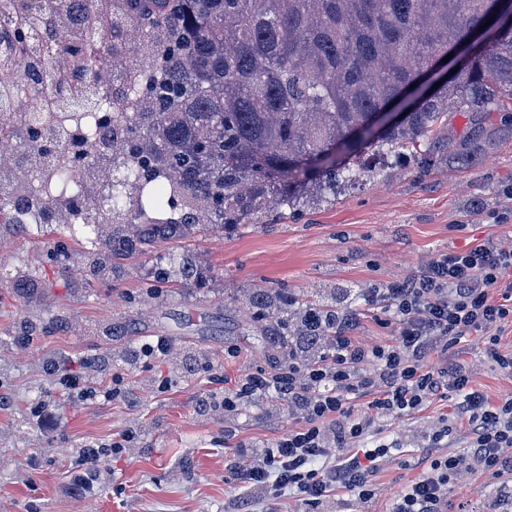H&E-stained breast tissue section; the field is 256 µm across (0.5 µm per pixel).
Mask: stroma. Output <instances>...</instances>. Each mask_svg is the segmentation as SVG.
Instances as JSON below:
<instances>
[{"mask_svg": "<svg viewBox=\"0 0 512 512\" xmlns=\"http://www.w3.org/2000/svg\"><path fill=\"white\" fill-rule=\"evenodd\" d=\"M512 248V137L485 145L467 168L436 157L420 172L406 156L389 157L374 178L346 184L314 208L266 214L260 223L207 227L173 238L149 254L130 253L111 272L93 266L108 239L87 241L74 227L48 225L0 236V512H304L294 490L279 497L249 491L226 473L252 463L300 421L273 395L242 401L237 410H201L215 391L234 392L242 375L277 371L273 352L256 340L254 294L282 288L307 294L327 310L358 316L356 341L389 345L390 314L366 306L361 289L408 278L430 259L485 241ZM192 261L203 277L181 287L178 269ZM24 320L39 324L33 343L13 340ZM134 321L130 343L103 333ZM166 337L161 357L132 359L128 346ZM108 359L100 385L120 376L126 396L79 404L44 372L47 357ZM454 357L472 386L491 401L512 395V373L500 370L477 338L424 362L440 368ZM172 380L163 388V380ZM55 401L56 425L37 424L33 409ZM456 395L385 420L365 446L387 444L362 500L345 491L326 496L319 512H390L398 491L421 478L428 438L444 420L453 433L443 453L466 451L470 427L455 418ZM131 435L107 461L104 487L76 493L69 474L81 443ZM502 479L476 470L451 487L448 512H497Z\"/></svg>", "mask_w": 512, "mask_h": 512, "instance_id": "1", "label": "stroma"}]
</instances>
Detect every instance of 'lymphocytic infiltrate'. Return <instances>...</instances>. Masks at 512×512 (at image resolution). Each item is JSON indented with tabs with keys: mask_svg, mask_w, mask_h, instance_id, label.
Segmentation results:
<instances>
[{
	"mask_svg": "<svg viewBox=\"0 0 512 512\" xmlns=\"http://www.w3.org/2000/svg\"><path fill=\"white\" fill-rule=\"evenodd\" d=\"M512 269V250L487 241L464 252L441 254L417 274L382 287L363 291L371 305L392 310L398 337L391 345H364L351 337L357 326L353 313L336 316L339 331L325 355L302 361L297 351L278 372L246 374L238 389L224 395L222 409H237L241 401L275 393L287 398L288 408L302 421L275 447L262 450L255 462L242 469L248 488L295 489L305 505L318 506L330 487H339L366 498L372 493L367 476L386 445L346 454L350 444L372 434L380 420L400 418L420 409L448 390L459 395L458 418L467 421L470 450L430 461L428 473L396 495L391 512H445L448 491L459 477L476 469L512 474V395L493 403L470 385V374L455 359L436 371L424 360L435 350H450L471 335H479L485 352L496 365L512 372V355L497 349L501 325L512 319V282L504 276ZM502 288L501 300L491 292ZM93 359L81 360V372L52 359L45 371L52 384L70 398L88 402L119 396V388L100 390L86 378ZM368 397L366 410L352 414L349 403ZM120 442H85L73 454L71 479L81 492L90 493L107 480V457L117 453ZM334 458L330 468L313 463Z\"/></svg>",
	"mask_w": 512,
	"mask_h": 512,
	"instance_id": "lymphocytic-infiltrate-1",
	"label": "lymphocytic infiltrate"
}]
</instances>
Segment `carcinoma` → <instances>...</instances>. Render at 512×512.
I'll return each instance as SVG.
<instances>
[{"instance_id": "carcinoma-1", "label": "carcinoma", "mask_w": 512, "mask_h": 512, "mask_svg": "<svg viewBox=\"0 0 512 512\" xmlns=\"http://www.w3.org/2000/svg\"><path fill=\"white\" fill-rule=\"evenodd\" d=\"M502 8V0H0V87L24 75L44 81L23 95L60 94L33 117L0 115V136L39 165L34 127L52 126L64 107L97 110L110 91L102 70L127 86L112 99L124 124L85 143L81 157L63 143L51 178L84 189L86 223L110 230V265L133 247L191 238L209 224L236 227L282 208L336 195L376 169L355 157L338 166L332 150L392 112L421 71L457 49ZM31 25L60 42L40 53ZM512 26L366 148L398 149L420 170L434 152L467 167L471 145L512 126ZM472 114V138L451 142L448 106ZM0 155V232L22 234V202L46 224L69 223L68 207L34 192Z\"/></svg>"}]
</instances>
